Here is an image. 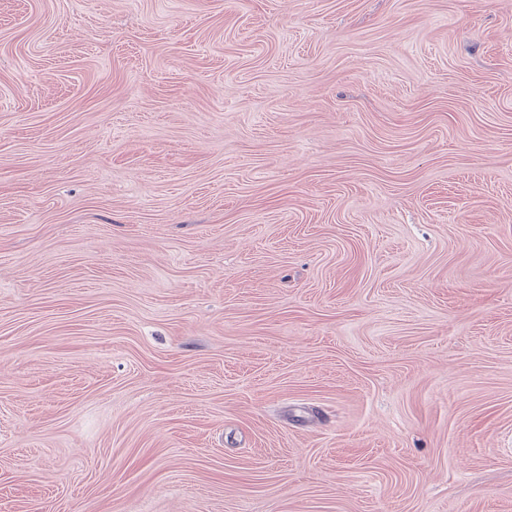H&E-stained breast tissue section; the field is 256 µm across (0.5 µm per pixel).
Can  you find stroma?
Returning a JSON list of instances; mask_svg holds the SVG:
<instances>
[{"label": "stroma", "instance_id": "obj_1", "mask_svg": "<svg viewBox=\"0 0 512 512\" xmlns=\"http://www.w3.org/2000/svg\"><path fill=\"white\" fill-rule=\"evenodd\" d=\"M0 512H512V0H0Z\"/></svg>", "mask_w": 512, "mask_h": 512}]
</instances>
